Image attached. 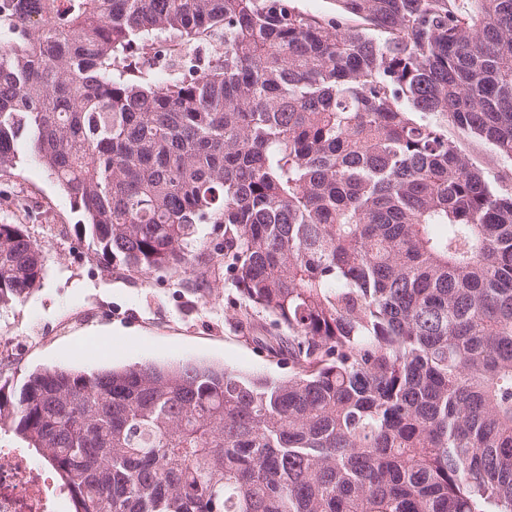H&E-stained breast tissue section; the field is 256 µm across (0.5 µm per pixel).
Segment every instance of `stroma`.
Returning a JSON list of instances; mask_svg holds the SVG:
<instances>
[{"instance_id":"stroma-1","label":"stroma","mask_w":512,"mask_h":512,"mask_svg":"<svg viewBox=\"0 0 512 512\" xmlns=\"http://www.w3.org/2000/svg\"><path fill=\"white\" fill-rule=\"evenodd\" d=\"M81 214L30 154L0 177V223L20 224L44 247L45 275L26 298L0 307V384L45 368L91 372L109 365L207 362L273 378L288 358L265 343L277 335L264 311L246 309L212 247L220 224L199 227L189 273L137 271L105 260L81 237ZM112 353H92L94 335Z\"/></svg>"}]
</instances>
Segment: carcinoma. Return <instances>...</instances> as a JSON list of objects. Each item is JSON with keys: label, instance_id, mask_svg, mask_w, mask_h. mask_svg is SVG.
Returning <instances> with one entry per match:
<instances>
[{"label": "carcinoma", "instance_id": "obj_1", "mask_svg": "<svg viewBox=\"0 0 512 512\" xmlns=\"http://www.w3.org/2000/svg\"><path fill=\"white\" fill-rule=\"evenodd\" d=\"M338 2L0 0V175L31 152L128 269L224 225L288 354L1 384L75 512H512V191L424 118L512 161V0ZM43 274L0 224V306ZM295 4L300 10L321 18L333 17L338 10L336 0H295Z\"/></svg>", "mask_w": 512, "mask_h": 512}]
</instances>
